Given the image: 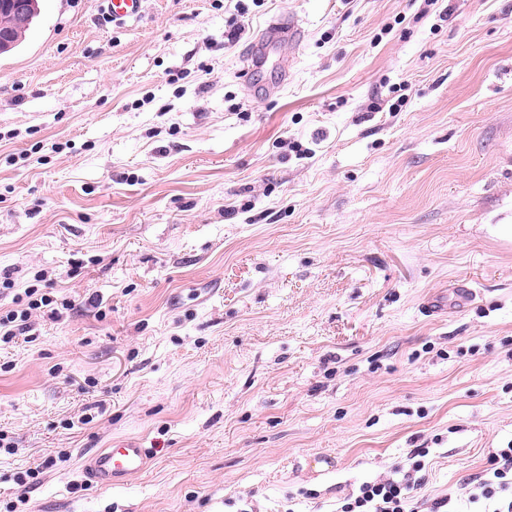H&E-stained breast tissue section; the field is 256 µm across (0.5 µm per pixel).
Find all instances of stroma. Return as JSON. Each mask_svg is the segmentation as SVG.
<instances>
[{"label":"stroma","instance_id":"1","mask_svg":"<svg viewBox=\"0 0 512 512\" xmlns=\"http://www.w3.org/2000/svg\"><path fill=\"white\" fill-rule=\"evenodd\" d=\"M5 272L72 307L0 350V512H334L419 448L467 512L512 445V0H45L0 56ZM103 11L112 23L126 24L141 16L142 0H100ZM302 33L298 20L292 16H279L272 19L259 33L252 53L246 56V66L243 71L248 74L261 64L267 52L283 43L291 44L295 39L299 40ZM150 451L133 444L103 448L89 457L85 471L89 478L104 488L124 485V481L146 467Z\"/></svg>","mask_w":512,"mask_h":512}]
</instances>
